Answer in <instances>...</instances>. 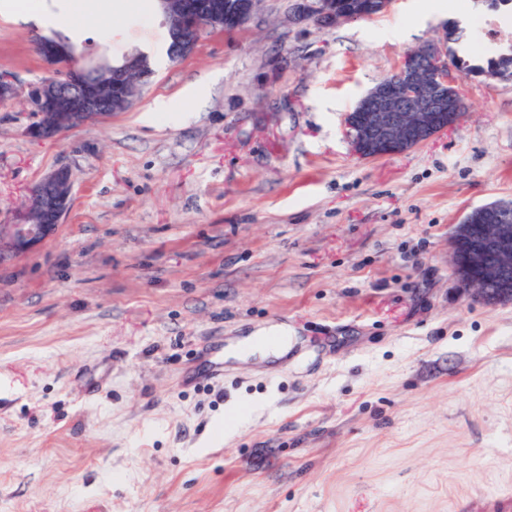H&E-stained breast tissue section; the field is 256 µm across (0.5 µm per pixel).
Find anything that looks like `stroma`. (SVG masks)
Returning <instances> with one entry per match:
<instances>
[{"instance_id": "obj_1", "label": "stroma", "mask_w": 512, "mask_h": 512, "mask_svg": "<svg viewBox=\"0 0 512 512\" xmlns=\"http://www.w3.org/2000/svg\"><path fill=\"white\" fill-rule=\"evenodd\" d=\"M0 0V72L47 77L51 27ZM431 0L297 20L262 0L205 29L135 104L32 140L0 103V224L60 166L57 233L0 265V512H486L512 499V303L482 304L448 238L512 201V80L460 78L467 112L400 155L354 156L342 117L406 50ZM86 60L168 44L115 6ZM284 364L206 346L270 327Z\"/></svg>"}]
</instances>
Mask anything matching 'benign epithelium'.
Segmentation results:
<instances>
[{
  "mask_svg": "<svg viewBox=\"0 0 512 512\" xmlns=\"http://www.w3.org/2000/svg\"><path fill=\"white\" fill-rule=\"evenodd\" d=\"M174 55H190L206 28L235 32L256 14L261 0H158ZM392 0H372L341 10L336 0H297L298 19L325 25L385 12ZM39 52L57 76L24 89L36 121L29 135L49 140L87 122L129 109L152 69L147 58L129 55L121 66L75 68L66 53L43 38ZM454 65L448 46L407 50L393 75L369 89L357 108L344 116L351 152L362 159L398 155L415 149L458 124L466 105L461 88L449 80ZM19 91L16 78L0 74V101ZM72 203V173L66 166L44 176L30 192V205L13 224H0V262L29 253L56 234ZM454 274L474 299L498 305L512 302V202H492L470 212L449 242Z\"/></svg>",
  "mask_w": 512,
  "mask_h": 512,
  "instance_id": "benign-epithelium-1",
  "label": "benign epithelium"
}]
</instances>
